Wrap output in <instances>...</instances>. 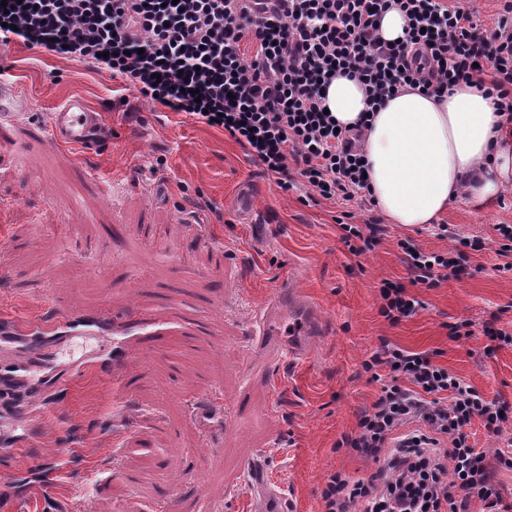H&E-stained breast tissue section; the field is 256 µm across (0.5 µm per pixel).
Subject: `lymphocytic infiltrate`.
<instances>
[{"instance_id": "f902f5d3", "label": "lymphocytic infiltrate", "mask_w": 512, "mask_h": 512, "mask_svg": "<svg viewBox=\"0 0 512 512\" xmlns=\"http://www.w3.org/2000/svg\"><path fill=\"white\" fill-rule=\"evenodd\" d=\"M7 0L0 6V43L19 40L72 60L96 63L143 98L223 129L281 191L298 187L327 201L372 202L363 132L338 128L324 111L336 75L357 79L370 109L399 88L434 94L460 84L491 97L512 123V0L487 27L474 9L447 0ZM392 10L407 19L401 40L379 35ZM256 47L252 60L244 41ZM353 255L374 250L380 221L339 222ZM466 237L445 252L397 242L409 284L383 281L378 313L396 324L422 303L408 285L439 287L458 271ZM381 385L359 412L354 430L335 446L376 465L365 477L331 472L320 492L322 512H502L503 496L487 454L471 432L481 422L502 434L512 410L484 396L435 362L380 339L362 363Z\"/></svg>"}]
</instances>
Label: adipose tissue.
<instances>
[{
  "label": "adipose tissue",
  "mask_w": 512,
  "mask_h": 512,
  "mask_svg": "<svg viewBox=\"0 0 512 512\" xmlns=\"http://www.w3.org/2000/svg\"><path fill=\"white\" fill-rule=\"evenodd\" d=\"M325 104L343 126L369 115V186L391 223L429 224L461 192L484 199L512 185V132L476 88L461 84L438 98L408 86L373 111L364 86L339 76Z\"/></svg>",
  "instance_id": "1"
}]
</instances>
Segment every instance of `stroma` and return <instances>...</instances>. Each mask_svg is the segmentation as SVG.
Here are the masks:
<instances>
[{
    "instance_id": "stroma-1",
    "label": "stroma",
    "mask_w": 512,
    "mask_h": 512,
    "mask_svg": "<svg viewBox=\"0 0 512 512\" xmlns=\"http://www.w3.org/2000/svg\"><path fill=\"white\" fill-rule=\"evenodd\" d=\"M0 70L29 100L0 138V318L49 321L106 305L146 313L164 332L132 370L123 426L95 367L56 404L29 406L14 430L22 459L51 467L62 426L78 452L52 497L0 473V512H163L176 488L181 512H255V459L291 512H320L328 474L373 468L333 445L380 392L361 364L382 338L441 350L442 365L512 404V345L483 333H512V272H501L493 244L495 225L512 224V191L461 196L440 216L484 248L466 250L439 287H412L422 309L392 325L378 314V288L407 280L398 240L443 252L451 239L393 224L354 256L335 222L342 205L282 193L223 130L121 89L103 67L20 43L0 44ZM74 94L108 131L98 151L46 137L51 112ZM244 188L254 197L247 216L234 205ZM290 288L325 326L294 358L259 329L264 307ZM462 320L473 336L449 341V324Z\"/></svg>"
}]
</instances>
